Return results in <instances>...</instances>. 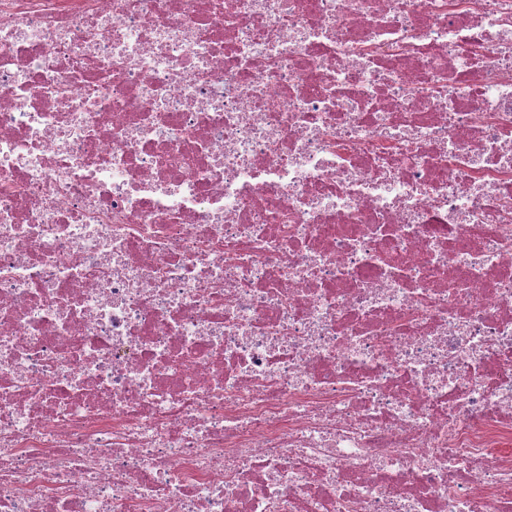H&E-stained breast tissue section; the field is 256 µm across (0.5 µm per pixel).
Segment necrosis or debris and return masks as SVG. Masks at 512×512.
I'll list each match as a JSON object with an SVG mask.
<instances>
[{
	"instance_id": "1",
	"label": "necrosis or debris",
	"mask_w": 512,
	"mask_h": 512,
	"mask_svg": "<svg viewBox=\"0 0 512 512\" xmlns=\"http://www.w3.org/2000/svg\"><path fill=\"white\" fill-rule=\"evenodd\" d=\"M512 0H0V512H512Z\"/></svg>"
}]
</instances>
